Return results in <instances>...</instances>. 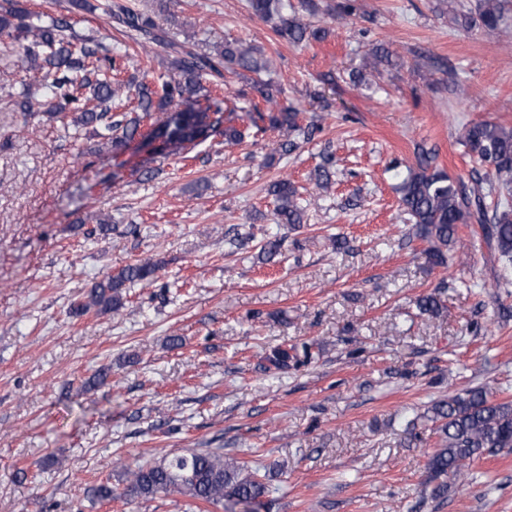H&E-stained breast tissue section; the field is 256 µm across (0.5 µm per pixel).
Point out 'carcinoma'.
<instances>
[{
	"instance_id": "cac0c4a2",
	"label": "carcinoma",
	"mask_w": 512,
	"mask_h": 512,
	"mask_svg": "<svg viewBox=\"0 0 512 512\" xmlns=\"http://www.w3.org/2000/svg\"><path fill=\"white\" fill-rule=\"evenodd\" d=\"M252 13L263 19L278 18L276 33L293 43L325 37L322 28L312 29L297 17L281 14L279 0H250ZM116 27L135 33L145 46L165 47L175 54L176 73L155 85L131 78L118 79L122 63L112 49L94 35L70 34L74 24L66 18L42 21V15L20 5V0H0V36L13 41L27 67L43 74L45 94L54 107L63 111L79 104L90 94L97 101L76 117L75 124L92 128L101 144L114 150L125 148L150 122L154 128L147 137H163L166 146L189 153L202 140L214 134L224 143L245 139L246 133L224 124V113L239 109L238 98L221 95L224 72L245 70L259 74L268 69L262 51L240 42H226L211 52H202L194 43H177L155 21L119 3L112 5ZM490 33L503 21V0H476L475 12L460 11L448 15V26L469 27L475 22ZM157 112L165 119H155ZM268 126L254 125L253 136L278 128L300 132L297 113L284 108L268 115ZM468 153L486 169L488 186L512 185V129L490 121L465 128L461 136ZM400 205L411 215L415 235L430 244L428 253L435 265L448 262V246L456 242L458 225L477 217L486 237L496 244L500 258L512 262V205H496L487 216L483 181L468 185L462 179L430 166L428 160L407 169L399 186ZM274 213L279 223L293 226L304 223V208L298 202V190L286 179L269 186ZM281 238H268L260 249L262 260L271 262L280 254ZM160 263L149 258L129 264L97 282L71 307L75 317L91 311L117 313L125 306L127 285L151 282ZM423 314L438 316L443 306L435 294L417 299ZM311 345L281 344L265 356L267 370H285L308 361ZM428 420L439 432L438 448L427 464L428 482L436 483L431 497L448 491V476H462L475 457L512 448V401H494L482 387H469L439 398L427 409ZM129 498L154 499L178 493L195 502H203L224 512H259L269 489L261 468L248 462L226 458L218 451L188 450L174 453L159 462L122 464Z\"/></svg>"
}]
</instances>
